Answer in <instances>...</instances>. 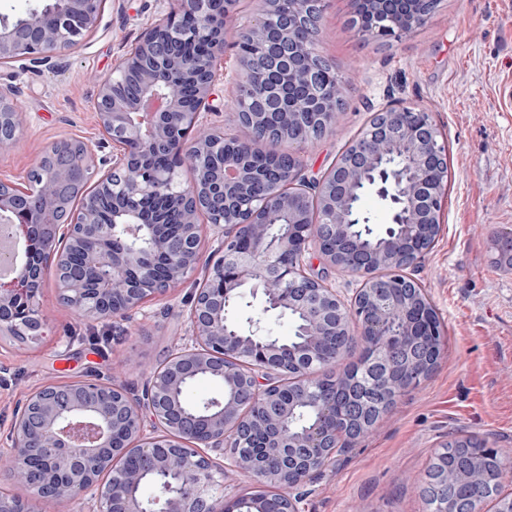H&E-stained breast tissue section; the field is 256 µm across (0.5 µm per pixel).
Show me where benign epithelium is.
<instances>
[{
  "label": "benign epithelium",
  "mask_w": 512,
  "mask_h": 512,
  "mask_svg": "<svg viewBox=\"0 0 512 512\" xmlns=\"http://www.w3.org/2000/svg\"><path fill=\"white\" fill-rule=\"evenodd\" d=\"M239 0H173L99 85L96 108L112 157L99 159L79 143L74 160L49 144L34 166L38 177L20 191L0 180V223L23 242L3 262L0 334L36 339L46 321L37 296L44 272H55L59 297L80 315L126 320L152 297L181 286L200 261L199 224L206 219L222 256L208 269L188 310L191 343L147 381L146 399L92 382L45 384L27 396L0 448V477L29 497L0 496V512H39L42 502L87 497L90 512H297L294 492L320 474L339 451V432L355 439L379 422L365 400L370 389L397 398L425 378L442 350L428 301L406 273L431 248L447 196L448 151L429 113L388 107L372 116L339 162L319 180L302 174L280 143L322 136L343 105L335 70L311 61L321 29L319 0H263L255 23L236 30L246 81L233 101L252 140L270 144L252 161L251 140L229 141L208 126L213 86L227 30ZM365 40L398 41L433 14L435 0H351ZM104 0H45L16 20H0V67L35 63L89 32ZM18 89L0 85V145L23 135ZM192 181H178L182 167ZM85 176L78 207L60 201L62 187ZM377 188L393 205L399 233L386 230L375 248L355 228L367 223L358 190ZM176 195L184 224L175 233L154 226L150 243H131L132 229L152 223V197ZM317 253L361 279L348 301L305 272ZM261 290L263 311L293 310L308 319L307 341L291 347L244 332L229 317L242 288ZM372 352L357 376L332 385L317 380L285 386L272 374L303 379L351 344V324ZM217 379L220 398L191 410L185 386ZM316 421L293 429L297 407ZM498 449L483 443L457 460L448 479V446L433 458L421 494L427 512H482L468 490L480 459ZM277 488L218 505L224 468L211 454ZM112 472L111 479L101 475ZM153 479L161 496L141 498Z\"/></svg>",
  "instance_id": "obj_1"
}]
</instances>
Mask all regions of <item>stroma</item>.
<instances>
[{
	"label": "stroma",
	"instance_id": "obj_1",
	"mask_svg": "<svg viewBox=\"0 0 512 512\" xmlns=\"http://www.w3.org/2000/svg\"><path fill=\"white\" fill-rule=\"evenodd\" d=\"M171 0H107L96 28L75 48L45 63L0 68V83L18 87L25 129L0 146V179L26 183L45 146L92 142L112 154L94 109L96 83ZM350 0H326L316 49L342 76L344 102L314 144L290 146L305 176L317 178L387 106L430 113L448 145V197L433 248L412 269L431 298L447 339L429 376L401 394L373 430L338 452L298 492V512H426L421 488L434 454L466 434L498 448L502 488L512 493V269L495 262L494 242L512 229V0H441L422 26L388 45L352 29ZM244 76L233 43L217 65V112L207 119L241 140L249 131L225 101ZM202 269L129 320H88L59 299L54 271L44 275L38 341L0 335V448L11 444L15 414L47 383L98 378L141 390L150 373L190 334L187 312ZM261 296L243 293L232 319L287 339V315L263 313Z\"/></svg>",
	"mask_w": 512,
	"mask_h": 512
}]
</instances>
